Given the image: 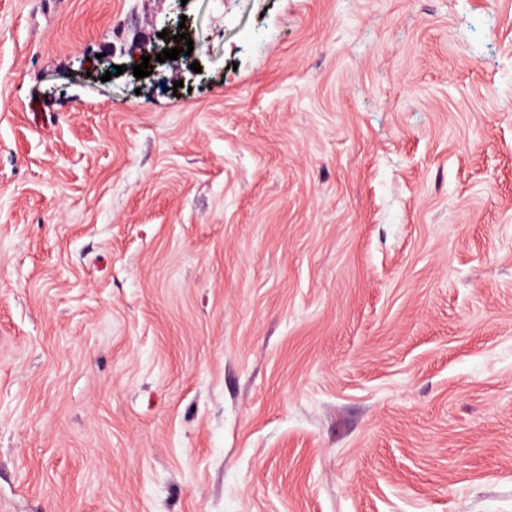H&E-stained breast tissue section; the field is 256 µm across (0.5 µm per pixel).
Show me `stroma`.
I'll return each instance as SVG.
<instances>
[{
	"label": "stroma",
	"instance_id": "35a3bbf8",
	"mask_svg": "<svg viewBox=\"0 0 512 512\" xmlns=\"http://www.w3.org/2000/svg\"><path fill=\"white\" fill-rule=\"evenodd\" d=\"M0 0V512H512V0Z\"/></svg>",
	"mask_w": 512,
	"mask_h": 512
}]
</instances>
